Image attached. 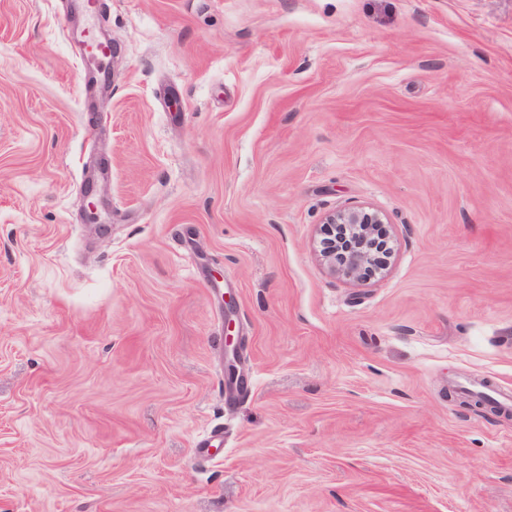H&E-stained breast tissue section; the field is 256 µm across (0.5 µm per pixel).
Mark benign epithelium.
<instances>
[{
  "mask_svg": "<svg viewBox=\"0 0 512 512\" xmlns=\"http://www.w3.org/2000/svg\"><path fill=\"white\" fill-rule=\"evenodd\" d=\"M384 223L382 214L366 207L340 210L325 221V236L330 238L329 249L320 253L328 272L334 276L359 279L363 270L373 268L380 251L388 248L372 242L376 227ZM224 320V376H240V338L234 335L235 323L231 318L233 302L226 303Z\"/></svg>",
  "mask_w": 512,
  "mask_h": 512,
  "instance_id": "1",
  "label": "benign epithelium"
}]
</instances>
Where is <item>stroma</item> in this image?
<instances>
[{"instance_id": "stroma-1", "label": "stroma", "mask_w": 512, "mask_h": 512, "mask_svg": "<svg viewBox=\"0 0 512 512\" xmlns=\"http://www.w3.org/2000/svg\"><path fill=\"white\" fill-rule=\"evenodd\" d=\"M73 22L0 0V512H512V0H105L94 101ZM324 224L325 236L331 241L327 251L319 250V256L331 275L359 279L363 269L374 268L381 252L389 248L387 239L379 247L381 251H377L379 241H371L377 233L375 228L384 224L382 214L371 208L340 210L329 215ZM227 313L225 312V320H224V333H225V341H224V376L226 378H234L236 377V381L240 376V347L241 341L237 334L235 336L233 332L235 331V323L233 319L230 317L233 310V302L230 300L225 303Z\"/></svg>"}]
</instances>
